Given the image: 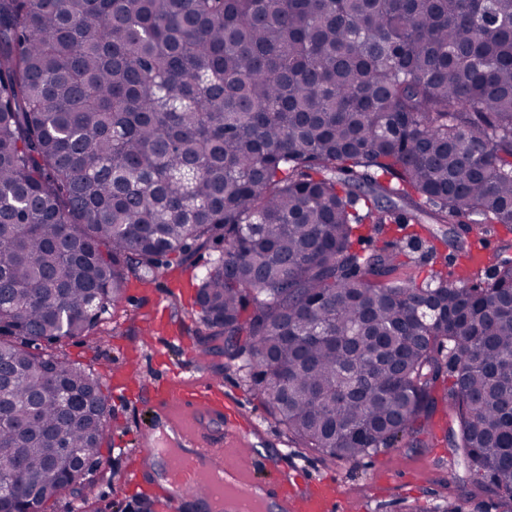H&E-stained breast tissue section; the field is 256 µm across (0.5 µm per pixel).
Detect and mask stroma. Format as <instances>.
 <instances>
[{
	"label": "stroma",
	"instance_id": "35a3bbf8",
	"mask_svg": "<svg viewBox=\"0 0 512 512\" xmlns=\"http://www.w3.org/2000/svg\"><path fill=\"white\" fill-rule=\"evenodd\" d=\"M457 230V225L429 220L419 230L422 247L409 248L402 233L386 229L357 244L356 249L364 253L389 242L404 251L414 270L426 272L436 268L450 273L461 261L459 253L442 242L432 256L425 242L431 234L452 236ZM160 305L173 312L172 322L184 337V345H166L160 337L140 336V329L148 325L149 314ZM193 307V299L179 294L168 276L162 275L148 287L128 289L126 299L113 308L110 319L101 326L99 343L88 345L70 339L52 347L53 352L97 376L108 398L112 438L102 445L101 471L89 477L93 505L100 512H128L136 506L139 496L131 481L133 470L143 469L160 481L167 477V461L149 456L144 450L146 439L161 440L166 430L164 415L137 388H129L123 395L114 390V375L130 366L146 378L179 370L185 377L221 385L225 425L237 424L235 410L239 407L250 417L248 443L253 450L256 480L285 477L302 492L331 475L346 500L357 501L360 512H409L412 504L418 505L419 512H440L441 506L453 501L461 503L463 512H481L480 504L470 500L466 489L457 483L459 470L447 447L419 454L403 448H384L353 465L296 447L237 366L228 363L223 354L211 351L210 338L204 326L195 320Z\"/></svg>",
	"mask_w": 512,
	"mask_h": 512
}]
</instances>
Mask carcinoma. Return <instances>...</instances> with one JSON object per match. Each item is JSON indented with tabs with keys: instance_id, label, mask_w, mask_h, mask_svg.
<instances>
[{
	"instance_id": "1",
	"label": "carcinoma",
	"mask_w": 512,
	"mask_h": 512,
	"mask_svg": "<svg viewBox=\"0 0 512 512\" xmlns=\"http://www.w3.org/2000/svg\"><path fill=\"white\" fill-rule=\"evenodd\" d=\"M425 213L512 229V0H0V512H101L108 399L42 343L201 251L200 319L299 447L428 448L440 411L512 512V260L354 249Z\"/></svg>"
}]
</instances>
